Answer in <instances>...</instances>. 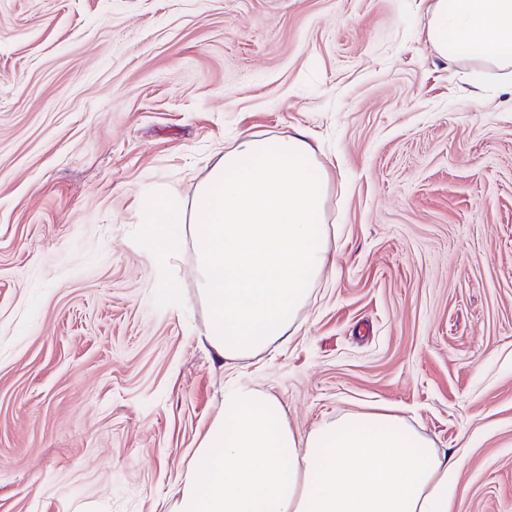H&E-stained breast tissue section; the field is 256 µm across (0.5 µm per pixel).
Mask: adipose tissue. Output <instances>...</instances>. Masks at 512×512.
<instances>
[{
  "label": "adipose tissue",
  "instance_id": "obj_1",
  "mask_svg": "<svg viewBox=\"0 0 512 512\" xmlns=\"http://www.w3.org/2000/svg\"><path fill=\"white\" fill-rule=\"evenodd\" d=\"M436 56L512 76V0H430ZM190 199L171 189L139 212L146 228L188 224L204 341L220 361L287 344L331 246V175L306 130L242 135L210 159ZM455 462L393 410L351 413L303 433L271 393H226L180 481L172 512H453Z\"/></svg>",
  "mask_w": 512,
  "mask_h": 512
}]
</instances>
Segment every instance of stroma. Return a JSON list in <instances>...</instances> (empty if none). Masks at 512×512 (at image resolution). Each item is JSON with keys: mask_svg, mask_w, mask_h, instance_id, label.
<instances>
[{"mask_svg": "<svg viewBox=\"0 0 512 512\" xmlns=\"http://www.w3.org/2000/svg\"><path fill=\"white\" fill-rule=\"evenodd\" d=\"M427 6L0 0V512H170L235 384L304 433L392 405L462 457L460 512H512V99L435 56ZM297 129L332 263L287 345L223 363L189 242L138 213Z\"/></svg>", "mask_w": 512, "mask_h": 512, "instance_id": "stroma-1", "label": "stroma"}]
</instances>
